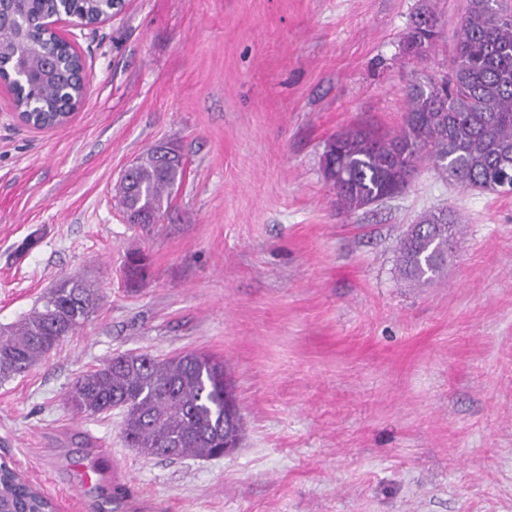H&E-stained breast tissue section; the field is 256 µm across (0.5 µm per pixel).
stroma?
Listing matches in <instances>:
<instances>
[{
    "mask_svg": "<svg viewBox=\"0 0 512 512\" xmlns=\"http://www.w3.org/2000/svg\"><path fill=\"white\" fill-rule=\"evenodd\" d=\"M423 0H121L61 24L88 89L51 129L0 80V330L61 278L101 300L27 372L0 379V462L60 512H512V194L422 164L407 192L338 213L322 155L397 128L411 78L445 74L467 0H433L436 51L405 53ZM185 162L150 230L113 199L157 144ZM461 213L448 274L396 266L426 210ZM150 259L138 285L129 253ZM223 361L243 417L215 460L145 457L117 414H74L77 378L123 352Z\"/></svg>",
    "mask_w": 512,
    "mask_h": 512,
    "instance_id": "35a3bbf8",
    "label": "stroma"
}]
</instances>
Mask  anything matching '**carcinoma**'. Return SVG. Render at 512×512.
Listing matches in <instances>:
<instances>
[{
  "label": "carcinoma",
  "mask_w": 512,
  "mask_h": 512,
  "mask_svg": "<svg viewBox=\"0 0 512 512\" xmlns=\"http://www.w3.org/2000/svg\"><path fill=\"white\" fill-rule=\"evenodd\" d=\"M115 3L102 0H0V78L14 105L36 127L67 121L70 102L82 97L80 58L71 45L43 29L39 19L73 13L93 21ZM442 36L438 14L425 3L402 38L403 50L419 43L433 51ZM325 172L339 212L354 215L407 191L421 162L463 190L502 192L512 183V0H467L456 50L441 78L408 85L401 125L379 132L349 127L328 142ZM185 169L177 151L153 147L125 172L115 189L124 213L158 219L169 207ZM462 224L446 209L423 212L401 241L400 273L415 285L448 275V243ZM148 257L129 256V284L146 277ZM87 282L66 277L40 299L11 332L0 334V375L27 371L81 327L98 304ZM81 415L122 416L127 445L146 457L216 458L237 448L242 418L224 375V363L186 353L169 359L129 353L109 357L80 377L67 395ZM5 512H52L54 503L26 482L8 486Z\"/></svg>",
  "instance_id": "cac0c4a2"
}]
</instances>
